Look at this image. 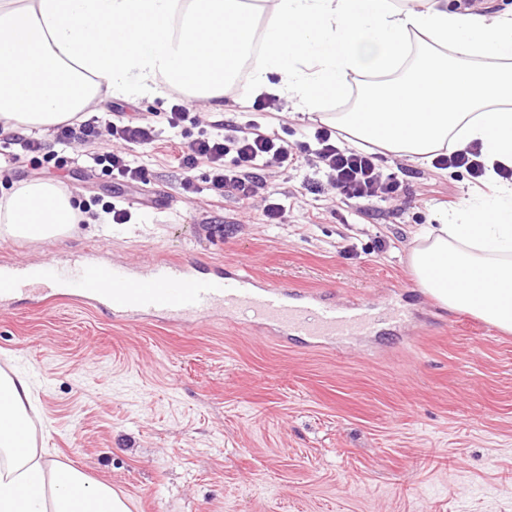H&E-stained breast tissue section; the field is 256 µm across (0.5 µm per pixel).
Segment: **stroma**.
I'll return each instance as SVG.
<instances>
[{
  "label": "stroma",
  "instance_id": "1",
  "mask_svg": "<svg viewBox=\"0 0 512 512\" xmlns=\"http://www.w3.org/2000/svg\"><path fill=\"white\" fill-rule=\"evenodd\" d=\"M170 90L112 98L111 122L155 115ZM353 100L313 115L283 102L279 134L299 144ZM252 101L228 92L224 109H191L134 162L144 182L117 185L86 146L46 147L9 165L0 194L38 177L95 211L140 198L126 224H80L67 237L0 238V260L43 262L103 249L146 264L160 257L242 264L255 276L363 306L385 298L408 321L326 348L270 336L233 318L190 330L127 326L79 302L0 310V370L26 373L38 447L89 479L112 485L131 512H512V335L424 296L407 262L421 225L478 195L460 169L388 154L402 190L363 205L311 193L306 164L269 174L288 210L269 224L212 189L207 162L182 189L177 165L201 124L243 121Z\"/></svg>",
  "mask_w": 512,
  "mask_h": 512
}]
</instances>
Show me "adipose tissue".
Instances as JSON below:
<instances>
[{
    "label": "adipose tissue",
    "mask_w": 512,
    "mask_h": 512,
    "mask_svg": "<svg viewBox=\"0 0 512 512\" xmlns=\"http://www.w3.org/2000/svg\"><path fill=\"white\" fill-rule=\"evenodd\" d=\"M413 38L421 53L408 66ZM245 65L250 80L236 85ZM361 73L372 83L336 115L350 140L427 160L479 144L491 202L426 225L409 264L441 305L512 334V187L492 169L512 164V18L451 12L441 0H261L254 13L243 0H0L4 132H47L105 98L163 85L209 110L236 88L311 114ZM81 217L53 182L0 195L1 237L59 238ZM31 394L26 375L0 372V512H130L122 492L47 460Z\"/></svg>",
    "instance_id": "1"
}]
</instances>
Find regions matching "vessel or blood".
Listing matches in <instances>:
<instances>
[{"label": "vessel or blood", "mask_w": 512, "mask_h": 512, "mask_svg": "<svg viewBox=\"0 0 512 512\" xmlns=\"http://www.w3.org/2000/svg\"><path fill=\"white\" fill-rule=\"evenodd\" d=\"M78 294L81 302L133 324L160 319L189 328L216 316H240L315 343H333L401 324L405 310L391 301L369 308L337 304L317 292L288 297L242 266L200 272L195 260L159 258L147 272L128 262L71 260L58 269L22 261L0 263V309L18 295H31L36 306Z\"/></svg>", "instance_id": "vessel-or-blood-1"}]
</instances>
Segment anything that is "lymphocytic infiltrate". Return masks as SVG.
Wrapping results in <instances>:
<instances>
[{
	"mask_svg": "<svg viewBox=\"0 0 512 512\" xmlns=\"http://www.w3.org/2000/svg\"><path fill=\"white\" fill-rule=\"evenodd\" d=\"M112 135L123 142L124 151L97 155L96 165L116 179L141 180L143 172L132 164L130 153L158 141L161 132L155 122L147 118L122 122L113 125ZM302 154L313 159L316 188L329 186L367 203L387 201L401 188L393 175L384 172L382 153L348 145L335 128L327 125L317 126L311 141L298 149L261 122L251 120L243 127L228 124L220 132L199 133L182 150L178 163L189 173L199 161H207L213 187L248 205L264 193L267 173L288 166ZM229 156L235 162L231 168L224 164Z\"/></svg>",
	"mask_w": 512,
	"mask_h": 512,
	"instance_id": "obj_1",
	"label": "lymphocytic infiltrate"
}]
</instances>
